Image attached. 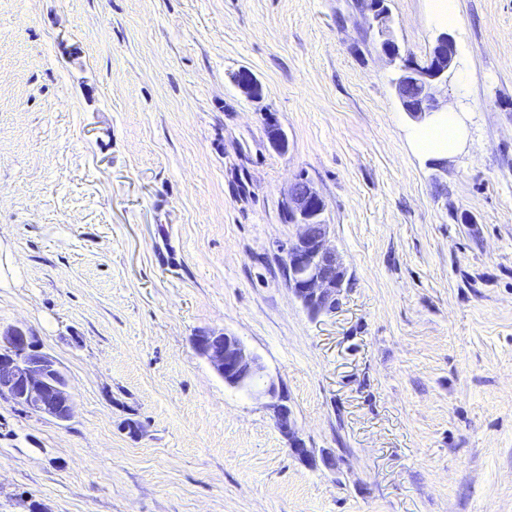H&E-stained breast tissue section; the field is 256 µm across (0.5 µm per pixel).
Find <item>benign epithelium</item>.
<instances>
[{"mask_svg":"<svg viewBox=\"0 0 512 512\" xmlns=\"http://www.w3.org/2000/svg\"><path fill=\"white\" fill-rule=\"evenodd\" d=\"M370 5L382 53L391 63L400 64V78L394 87L396 97L411 118L423 122L440 109V98L450 92L456 42L448 30L441 29L425 59L418 61L402 53L392 34L384 0H371ZM236 83L249 96L259 88L247 70L237 74ZM283 205L288 210V222L299 227L296 239L286 250L289 287L310 316L330 313L336 309L337 296L344 288L346 268L328 244L329 225L322 218L324 201L309 182L299 180L288 189ZM193 345L225 385L248 392L272 409L275 426L290 441L294 456L315 464L311 451L296 436L288 395L272 380L262 388L257 386L264 366L246 352L237 337L201 331L194 336ZM0 395H7L25 410L59 423L69 421L75 410L74 394L58 363L41 352L30 331L21 328L0 332Z\"/></svg>","mask_w":512,"mask_h":512,"instance_id":"7a95c632","label":"benign epithelium"}]
</instances>
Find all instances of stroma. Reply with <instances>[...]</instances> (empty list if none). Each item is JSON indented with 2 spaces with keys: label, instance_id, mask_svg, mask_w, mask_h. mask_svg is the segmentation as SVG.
Masks as SVG:
<instances>
[{
  "label": "stroma",
  "instance_id": "obj_1",
  "mask_svg": "<svg viewBox=\"0 0 512 512\" xmlns=\"http://www.w3.org/2000/svg\"><path fill=\"white\" fill-rule=\"evenodd\" d=\"M388 6L424 59L429 0ZM455 8L469 134L437 176L365 0H0V329L76 397L65 423L0 397V512H512V0ZM301 178L350 277L318 318L283 264ZM193 345L197 353L224 379L225 385L244 390L256 400L264 401L273 410L276 428L290 441L294 456L307 464H315V457L309 448H304L296 436L288 395L273 380H269L263 388L257 386V381L263 377L264 367L256 356L246 352L236 336L200 331L194 336Z\"/></svg>",
  "mask_w": 512,
  "mask_h": 512
}]
</instances>
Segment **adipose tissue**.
<instances>
[{"instance_id": "1", "label": "adipose tissue", "mask_w": 512, "mask_h": 512, "mask_svg": "<svg viewBox=\"0 0 512 512\" xmlns=\"http://www.w3.org/2000/svg\"><path fill=\"white\" fill-rule=\"evenodd\" d=\"M467 136L468 127L460 113L455 111L438 113L410 133L416 151L434 159L454 156Z\"/></svg>"}]
</instances>
